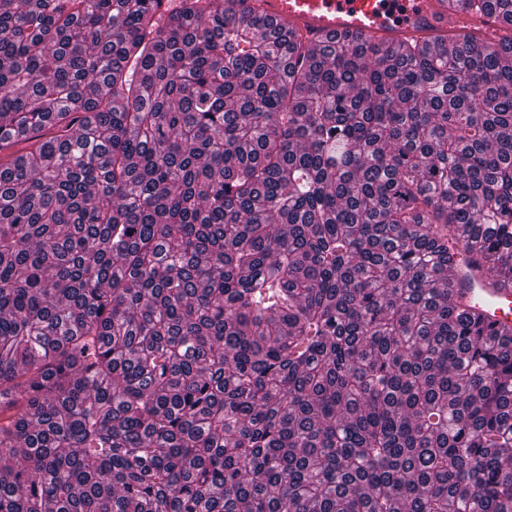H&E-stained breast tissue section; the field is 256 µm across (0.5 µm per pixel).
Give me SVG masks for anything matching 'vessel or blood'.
Masks as SVG:
<instances>
[{
  "label": "vessel or blood",
  "mask_w": 512,
  "mask_h": 512,
  "mask_svg": "<svg viewBox=\"0 0 512 512\" xmlns=\"http://www.w3.org/2000/svg\"><path fill=\"white\" fill-rule=\"evenodd\" d=\"M233 10L288 25L311 48L334 38L395 46L408 39L476 36L495 43L512 33L499 12L476 16L459 0H235ZM455 279L466 297L484 307L488 323L512 325V292L491 287L485 270L461 261Z\"/></svg>",
  "instance_id": "b4317fda"
}]
</instances>
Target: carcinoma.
<instances>
[{
  "mask_svg": "<svg viewBox=\"0 0 512 512\" xmlns=\"http://www.w3.org/2000/svg\"><path fill=\"white\" fill-rule=\"evenodd\" d=\"M229 2L0 0V512H512V36ZM236 17H261L271 26L288 25L308 46L334 38L395 46L408 39L431 42L436 36L479 37L497 44L511 28L499 12L481 16L459 0H243ZM460 261L455 267V281L460 282L466 299L474 297L476 307L485 315L490 324L512 325V293L508 290L490 288L491 282L485 269L476 270L466 267L463 256L458 257ZM480 305L486 310H482Z\"/></svg>",
  "mask_w": 512,
  "mask_h": 512,
  "instance_id": "obj_1",
  "label": "carcinoma"
}]
</instances>
